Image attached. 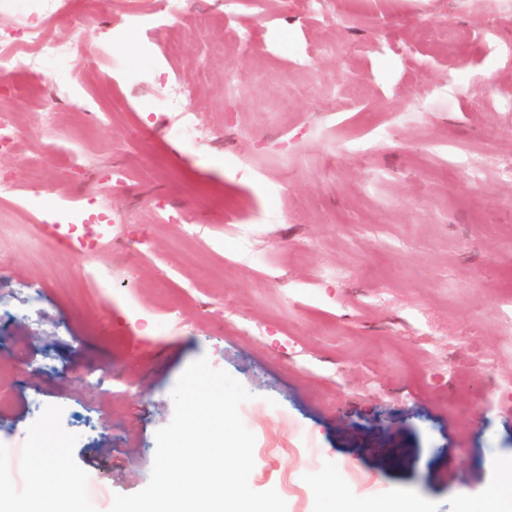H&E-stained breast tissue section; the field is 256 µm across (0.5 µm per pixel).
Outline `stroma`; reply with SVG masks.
<instances>
[{
	"label": "stroma",
	"mask_w": 512,
	"mask_h": 512,
	"mask_svg": "<svg viewBox=\"0 0 512 512\" xmlns=\"http://www.w3.org/2000/svg\"><path fill=\"white\" fill-rule=\"evenodd\" d=\"M212 2L171 30L170 57L136 59L134 34L102 53L129 0L55 19L109 126L44 108L51 75L8 78L33 83L15 119L40 136L0 157L37 201L0 203V484L25 502L34 466L55 463L81 512H109L148 484L171 392L205 356L251 392L249 485L287 512H512V0H336L334 21L306 0ZM116 58L137 61V86ZM158 64L207 71L187 102L197 142L151 109ZM171 302L181 320L156 330ZM102 369L112 390L92 383Z\"/></svg>",
	"instance_id": "stroma-1"
}]
</instances>
